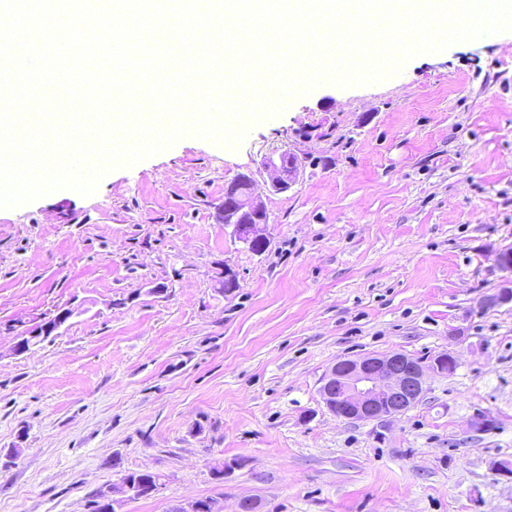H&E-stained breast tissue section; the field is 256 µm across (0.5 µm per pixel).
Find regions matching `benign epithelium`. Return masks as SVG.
I'll list each match as a JSON object with an SVG mask.
<instances>
[{"label": "benign epithelium", "mask_w": 512, "mask_h": 512, "mask_svg": "<svg viewBox=\"0 0 512 512\" xmlns=\"http://www.w3.org/2000/svg\"><path fill=\"white\" fill-rule=\"evenodd\" d=\"M284 158L282 153L264 165L270 188L278 193L292 187L294 170ZM222 222L231 227L234 238L244 244L267 241L268 215L252 186L224 205ZM73 315L74 310L68 307L60 309L51 319L34 318L23 325L18 335L22 340L41 335L57 336ZM457 366V358L449 353L434 355L427 361L401 352L343 358L322 376L319 392L327 409L339 416L381 426L408 413L423 400L428 375H450ZM100 491L101 497L112 501L114 506L123 499L144 497L141 490L121 480L100 487Z\"/></svg>", "instance_id": "obj_1"}]
</instances>
